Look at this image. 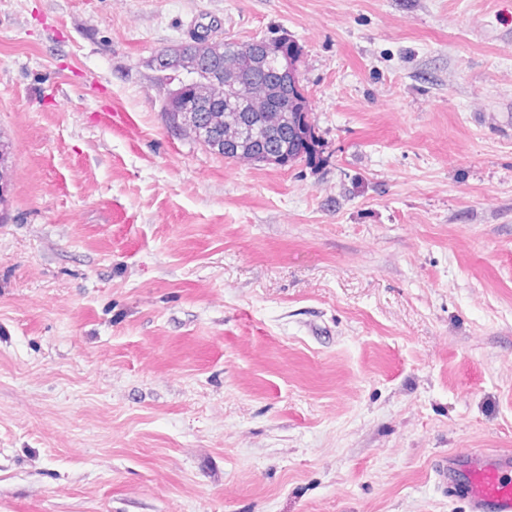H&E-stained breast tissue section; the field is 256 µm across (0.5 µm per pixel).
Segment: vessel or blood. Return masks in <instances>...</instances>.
I'll list each match as a JSON object with an SVG mask.
<instances>
[{"instance_id":"obj_1","label":"vessel or blood","mask_w":512,"mask_h":512,"mask_svg":"<svg viewBox=\"0 0 512 512\" xmlns=\"http://www.w3.org/2000/svg\"><path fill=\"white\" fill-rule=\"evenodd\" d=\"M435 475L466 498L469 512H512V451L452 454L438 461Z\"/></svg>"}]
</instances>
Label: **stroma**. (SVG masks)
Instances as JSON below:
<instances>
[{
  "label": "stroma",
  "instance_id": "obj_1",
  "mask_svg": "<svg viewBox=\"0 0 512 512\" xmlns=\"http://www.w3.org/2000/svg\"><path fill=\"white\" fill-rule=\"evenodd\" d=\"M284 36L321 147L162 116ZM0 512H468L512 449V0H0ZM6 145L7 151L3 152V156L0 155V218L6 214L7 206L9 202V191H10V169L11 159L13 157L14 146L12 141L5 138L0 133V149L1 146ZM512 451L469 450L442 457L435 468L438 483L450 485L467 500L469 512L512 511Z\"/></svg>",
  "mask_w": 512,
  "mask_h": 512
}]
</instances>
